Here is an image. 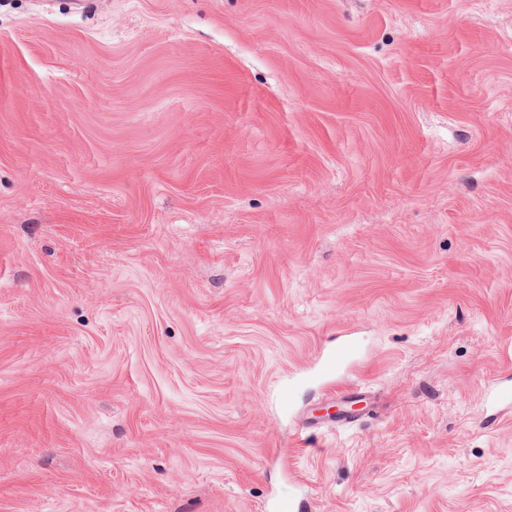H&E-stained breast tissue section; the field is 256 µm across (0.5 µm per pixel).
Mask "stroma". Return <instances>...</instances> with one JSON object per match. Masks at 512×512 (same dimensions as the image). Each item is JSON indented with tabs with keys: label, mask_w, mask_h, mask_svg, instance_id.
I'll return each mask as SVG.
<instances>
[{
	"label": "stroma",
	"mask_w": 512,
	"mask_h": 512,
	"mask_svg": "<svg viewBox=\"0 0 512 512\" xmlns=\"http://www.w3.org/2000/svg\"><path fill=\"white\" fill-rule=\"evenodd\" d=\"M507 373L512 0H0V512H512ZM356 342L352 337H346L336 343L335 348L319 357L311 377L317 380H329L335 377L339 366L347 362L356 351Z\"/></svg>",
	"instance_id": "1"
}]
</instances>
